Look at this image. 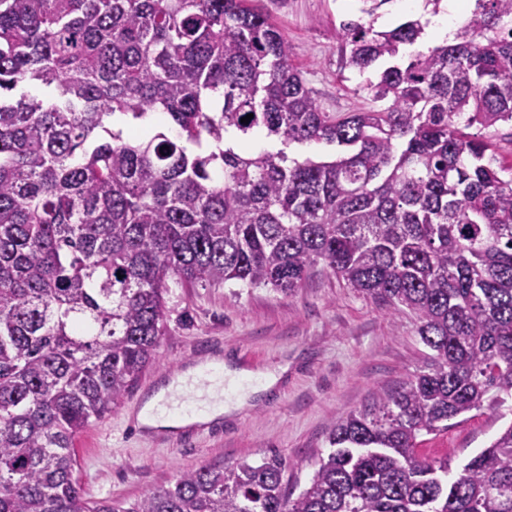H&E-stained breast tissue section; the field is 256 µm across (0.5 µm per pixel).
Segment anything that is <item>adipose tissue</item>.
<instances>
[{
    "label": "adipose tissue",
    "instance_id": "obj_1",
    "mask_svg": "<svg viewBox=\"0 0 512 512\" xmlns=\"http://www.w3.org/2000/svg\"><path fill=\"white\" fill-rule=\"evenodd\" d=\"M241 371L215 358L197 364L173 377L142 407L136 416L138 425L147 430L177 429L206 425L246 405V396L224 402L216 393L222 380L238 382Z\"/></svg>",
    "mask_w": 512,
    "mask_h": 512
}]
</instances>
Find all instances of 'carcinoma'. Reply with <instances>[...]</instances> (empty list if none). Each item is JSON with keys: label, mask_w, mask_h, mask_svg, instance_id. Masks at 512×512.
Returning <instances> with one entry per match:
<instances>
[{"label": "carcinoma", "mask_w": 512, "mask_h": 512, "mask_svg": "<svg viewBox=\"0 0 512 512\" xmlns=\"http://www.w3.org/2000/svg\"><path fill=\"white\" fill-rule=\"evenodd\" d=\"M390 2L341 24L380 107L338 115L253 0H0V512H512V422L452 479L418 448L512 413V177L466 133L512 123V0L425 50L420 17L374 29ZM311 144L336 154L287 152ZM320 264L431 354L334 423L297 498L275 454L83 495L73 442L156 363L169 282L290 295Z\"/></svg>", "instance_id": "obj_1"}]
</instances>
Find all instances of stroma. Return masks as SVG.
Listing matches in <instances>:
<instances>
[{
    "mask_svg": "<svg viewBox=\"0 0 512 512\" xmlns=\"http://www.w3.org/2000/svg\"><path fill=\"white\" fill-rule=\"evenodd\" d=\"M258 5L286 36L292 65L325 111L372 108L365 76L344 67L340 54V23L357 15L358 0ZM165 300L167 333L158 362L75 442L88 498L135 501L173 484L177 474L272 454L286 463L289 492L299 494L329 449L336 419L367 405L376 389L398 387L429 354L413 315L373 302L321 267L290 296L231 282H173ZM210 356L231 359L239 369L281 371L275 394L188 441L140 429L136 414L161 383ZM503 424L489 410L449 420L446 432L424 441L425 453L459 468L489 446Z\"/></svg>",
    "mask_w": 512,
    "mask_h": 512,
    "instance_id": "35a3bbf8",
    "label": "stroma"
}]
</instances>
